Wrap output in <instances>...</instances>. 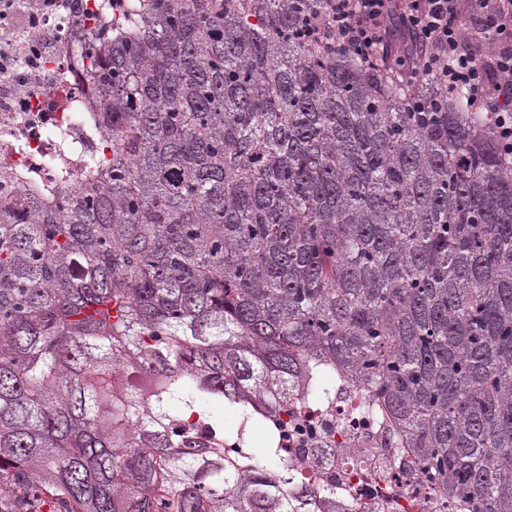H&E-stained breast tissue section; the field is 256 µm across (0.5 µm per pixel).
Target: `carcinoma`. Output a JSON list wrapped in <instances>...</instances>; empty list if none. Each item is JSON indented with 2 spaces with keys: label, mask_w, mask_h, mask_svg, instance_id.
Listing matches in <instances>:
<instances>
[{
  "label": "carcinoma",
  "mask_w": 512,
  "mask_h": 512,
  "mask_svg": "<svg viewBox=\"0 0 512 512\" xmlns=\"http://www.w3.org/2000/svg\"><path fill=\"white\" fill-rule=\"evenodd\" d=\"M95 6L75 63L111 155L63 195L60 166L0 202V507L340 512L284 425L260 456L247 443L342 379L440 496L512 512V166L492 116L300 40L316 0ZM226 411L246 447H224Z\"/></svg>",
  "instance_id": "obj_1"
}]
</instances>
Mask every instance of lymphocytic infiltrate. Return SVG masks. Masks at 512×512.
<instances>
[{
  "label": "lymphocytic infiltrate",
  "mask_w": 512,
  "mask_h": 512,
  "mask_svg": "<svg viewBox=\"0 0 512 512\" xmlns=\"http://www.w3.org/2000/svg\"><path fill=\"white\" fill-rule=\"evenodd\" d=\"M306 35L364 61L403 59L408 43L427 53L415 75L464 92L494 113L493 133L512 156V0H321Z\"/></svg>",
  "instance_id": "obj_1"
}]
</instances>
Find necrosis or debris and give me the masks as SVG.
I'll use <instances>...</instances> for the list:
<instances>
[{"mask_svg":"<svg viewBox=\"0 0 512 512\" xmlns=\"http://www.w3.org/2000/svg\"><path fill=\"white\" fill-rule=\"evenodd\" d=\"M91 0L72 9L67 0H0V198L31 191L16 172L50 178L60 160L56 132H66L84 157L100 143L86 140L90 88L74 63L71 35L89 27ZM289 424H304V440H289L301 476L332 488L349 512H465L439 500L402 448L389 417L339 385L326 408L289 407Z\"/></svg>","mask_w":512,"mask_h":512,"instance_id":"1","label":"necrosis or debris"}]
</instances>
